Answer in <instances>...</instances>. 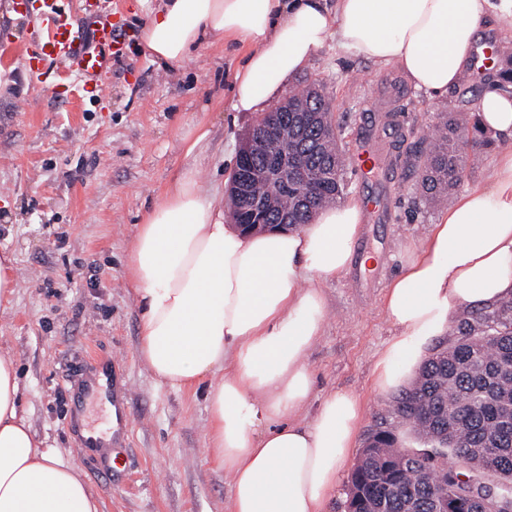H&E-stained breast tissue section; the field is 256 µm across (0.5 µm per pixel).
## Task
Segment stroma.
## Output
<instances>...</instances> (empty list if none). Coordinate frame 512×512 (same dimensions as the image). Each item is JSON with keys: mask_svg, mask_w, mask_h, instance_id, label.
Masks as SVG:
<instances>
[{"mask_svg": "<svg viewBox=\"0 0 512 512\" xmlns=\"http://www.w3.org/2000/svg\"><path fill=\"white\" fill-rule=\"evenodd\" d=\"M0 0V252L16 258L19 285L0 314V350L21 370V407L44 447L80 468L103 512H229L230 478L205 449L204 395L158 384L137 352L138 310L125 264L143 215L186 169L228 195L238 151L259 116L231 109V85L245 51L231 42L204 47L175 69L153 63L141 41L112 66L103 89L69 77L57 63L33 88L19 67L34 26ZM470 80L432 98L395 67H380L326 44L288 83L320 84L343 150L344 198L365 206L349 271L327 281L323 332L309 352L315 414L332 391L360 404L356 437L324 512H345L364 433L392 420V393L375 385L374 365L394 335L384 309L390 282L426 241L444 206L424 193L409 159L435 115L457 118L465 141L477 133L476 98L502 83ZM205 140H198L199 130ZM195 151H188V144ZM372 150L378 167L357 175ZM512 139L468 150L466 191L493 176ZM112 366L129 426L114 464L102 466L66 424L69 392L86 361Z\"/></svg>", "mask_w": 512, "mask_h": 512, "instance_id": "35a3bbf8", "label": "stroma"}]
</instances>
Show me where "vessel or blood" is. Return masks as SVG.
Instances as JSON below:
<instances>
[{
	"label": "vessel or blood",
	"mask_w": 512,
	"mask_h": 512,
	"mask_svg": "<svg viewBox=\"0 0 512 512\" xmlns=\"http://www.w3.org/2000/svg\"><path fill=\"white\" fill-rule=\"evenodd\" d=\"M84 19H77L62 0H39L37 37L19 56L28 80H43L45 61L62 62L76 79L95 87L104 85L113 62L128 54L135 31L107 0H83Z\"/></svg>",
	"instance_id": "obj_1"
}]
</instances>
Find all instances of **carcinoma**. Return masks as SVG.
Returning <instances> with one entry per match:
<instances>
[{
	"label": "carcinoma",
	"instance_id": "1",
	"mask_svg": "<svg viewBox=\"0 0 512 512\" xmlns=\"http://www.w3.org/2000/svg\"><path fill=\"white\" fill-rule=\"evenodd\" d=\"M288 101L306 107L284 113L278 105L263 122L275 138L296 142L307 154L317 177L313 202L303 201L300 188L272 189L252 185L265 202L268 221L288 215V227L306 224L314 213L342 195L344 161L336 136L310 113L323 112L332 123L328 97L314 87L293 93ZM451 119L431 125L427 151L415 155L430 194L449 192L461 182L466 152ZM457 339L443 346L419 367L412 386L394 400L397 424L383 423L368 432L358 464L350 476V512H486V500L499 494L512 498V299L494 307L462 314ZM410 427L427 447L401 451L397 426Z\"/></svg>",
	"mask_w": 512,
	"mask_h": 512
}]
</instances>
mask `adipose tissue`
Segmentation results:
<instances>
[{
    "label": "adipose tissue",
    "mask_w": 512,
    "mask_h": 512,
    "mask_svg": "<svg viewBox=\"0 0 512 512\" xmlns=\"http://www.w3.org/2000/svg\"><path fill=\"white\" fill-rule=\"evenodd\" d=\"M512 34V0H158L141 41L179 67L230 41L246 54L231 108L268 111L289 77L334 41L397 67L430 97L458 84L484 19ZM481 131L512 138V97L487 89ZM351 198L286 232L242 234L194 172L144 215L126 259L138 354L159 383L205 388L206 445L231 479L230 512H322L356 436L360 410L330 394L298 420L314 388L307 353L322 333V285L346 273L363 232ZM512 298V152L491 181L455 198L384 300L396 333L374 365L380 391L398 389L462 307ZM0 512H100L81 472L43 447L20 412L14 356L0 351Z\"/></svg>",
    "instance_id": "1"
}]
</instances>
